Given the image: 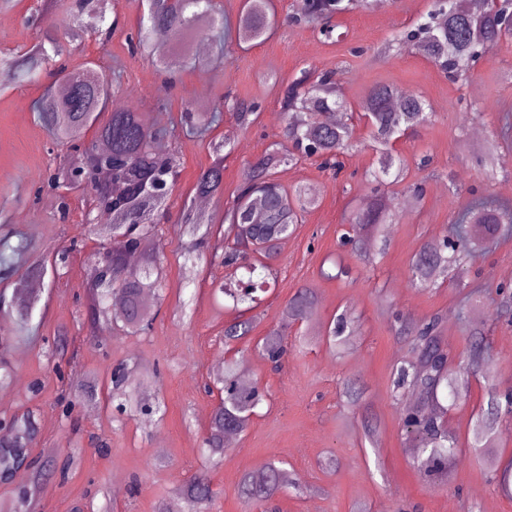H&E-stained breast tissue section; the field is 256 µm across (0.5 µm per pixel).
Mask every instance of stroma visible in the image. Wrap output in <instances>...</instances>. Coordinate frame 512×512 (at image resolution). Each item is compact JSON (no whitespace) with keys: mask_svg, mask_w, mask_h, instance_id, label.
Instances as JSON below:
<instances>
[{"mask_svg":"<svg viewBox=\"0 0 512 512\" xmlns=\"http://www.w3.org/2000/svg\"><path fill=\"white\" fill-rule=\"evenodd\" d=\"M295 2L270 0L278 23L267 38L241 46L229 43L221 55L209 50L204 68L180 62L171 84L133 51L141 0H112L106 18L115 27L104 43L92 37L69 43V16L61 10L49 16L63 45L62 61L72 68L95 62L112 82L113 100H131L135 111L154 112L162 106L166 117L175 119L183 104L202 99L212 109L227 95L260 105L248 129L238 128L227 111L206 136L167 141V148L177 151L180 174L166 202L162 290L148 304L156 318L143 335L108 333L100 322L86 327V285L96 238L89 233L80 198H72L64 222L57 192L43 186L61 154L35 118L43 88L24 82L0 91V212L35 246L76 247L62 274L39 283L42 300L33 316L32 336L4 352L12 379L0 386V426L28 408L38 436L31 452L34 470L0 482V505L15 504L16 512H72L77 504L89 505L91 512L103 507L108 512H157L162 506L187 512L177 491L203 465V440L218 403L217 393L207 392L206 386L219 374V361L230 356L224 325L236 313L212 297L211 282L224 275V268L184 262L180 252L186 240L177 219L198 175L214 159L211 142L227 138L232 152L224 162V191L210 197L207 207L216 230H223L224 206L243 185L251 164L271 144L285 140L283 88L300 69L311 66L337 71L348 107L359 108L369 90L387 84L423 96L432 118L394 145L408 174L385 189L396 220L388 229L384 258L373 268L349 259L351 272L341 279H326L323 272L340 251L347 216L370 194L363 180L374 162L369 128L355 122L339 176L322 172L312 160L277 169L275 177L284 187L305 186L317 205L281 243L272 264L276 286L255 309V327L242 343L250 352L245 368L267 400L222 463L209 470L218 492L213 512H264L243 503L238 482L243 473L262 468L275 456L287 462L297 479L296 490L275 498L276 512H512V497L487 479L490 463L512 459V423L500 426L491 459L461 456L447 477L431 485L417 471L400 425L414 392L391 397L392 367L410 351L394 335L400 316L413 328L439 317L452 352H461L467 343L466 321L480 327L492 347L493 361L472 379L469 399L448 409L450 432L467 436L488 385L512 389V324L491 317L496 286L512 287V227L486 245L464 280L450 274L426 290L409 282L415 252L450 230L463 203L483 196L512 204V144L499 148L494 177H486L481 162L484 146L499 133L503 110L512 109V37L482 58L468 81L455 83L420 54L404 52L384 61L373 56L378 47L423 21L429 0H372L338 16L329 39L286 22ZM42 3L14 0L0 11L5 20L0 51L38 41L40 32L28 18ZM424 156L430 164L418 168ZM414 182L424 186L417 204L409 200L408 186ZM303 287L315 291L317 306L292 331L307 342L289 347L281 370L273 371L253 348ZM184 301L193 309L188 321L174 314ZM342 313L350 315L354 333L348 350L339 354L325 344L323 333ZM122 361L148 367L146 391L164 403L162 422L151 427L139 415L116 421L100 397L76 399L63 409L67 378L81 375L101 385ZM350 381L362 390L357 408L344 395ZM369 420L376 425L370 442L364 439ZM99 440L107 443V454L95 452Z\"/></svg>","mask_w":512,"mask_h":512,"instance_id":"35a3bbf8","label":"stroma"}]
</instances>
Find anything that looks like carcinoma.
<instances>
[{"label": "carcinoma", "mask_w": 512, "mask_h": 512, "mask_svg": "<svg viewBox=\"0 0 512 512\" xmlns=\"http://www.w3.org/2000/svg\"><path fill=\"white\" fill-rule=\"evenodd\" d=\"M105 0H55L43 7L47 13L62 6L73 19L69 29L71 41L81 42L87 36L102 41L109 39L112 28L104 27ZM146 19L140 22L139 47L146 58L159 69L172 66V59L153 43V32L167 30L180 44L182 55L191 58V47L186 37L224 31L228 22L217 16L215 0H144ZM512 8V0H501L498 9L484 8L473 12L464 6V0H432L426 20L403 38L397 39L398 50L419 53L429 59L452 82L465 80L477 62L475 50L488 53L499 41L512 33L502 20L504 10ZM348 9L345 0H300L299 7L289 15L296 24H308L323 36L335 28L333 20ZM267 0H244L237 16L235 36L241 42H253L264 37L274 26ZM56 51L51 34L20 55L0 57V73L7 82L30 81L45 70L50 53ZM56 82L69 85L79 82L87 93L79 100L70 95L58 97L48 88L37 105V116L48 130L52 140L68 145V154L55 173L48 178V186L63 188L58 195V212L64 220L70 212L68 192L82 190L89 196V207L112 217V223L95 231L100 237L92 254L94 275L87 289L91 322L103 318L126 334L144 333L151 328L153 317L142 297L160 288L155 266L161 241L160 208L164 200L152 193V186L164 181L171 187L179 176L174 152L161 153L156 142L162 138L177 140V130L187 135H205L221 121L222 112L229 110L237 125L243 129L254 122L258 106L235 100L220 102L212 112H194L185 108L179 122H162L148 112L109 109L112 83L105 80L92 66L70 69L60 65L51 72ZM393 89L388 85L374 87L361 105L363 116L373 129L375 167L369 172L371 197L358 211L350 214V229L345 237L351 246V255L365 265L373 264L375 256L387 250L386 224L390 214L380 187L391 180L404 179L407 166L393 153L392 143L400 135L414 131L428 121V104L419 94L405 98L401 107L390 106ZM282 109L288 117L285 137L290 146L274 144L250 168L244 185L234 200L224 209L227 224L226 241L220 264L241 271L240 278L230 282H214V294H222L224 306L234 310L254 307L260 301L258 293L269 286L268 267L247 261V250L253 249L265 256L276 253L279 241L288 238L302 223L306 210L316 199L300 188L285 189L274 177V171L291 164L299 156L301 145L315 144L319 149L320 168L338 176L345 167L344 156L349 148L351 123L345 119L347 108L337 92V75L333 71L303 69L288 83L282 98ZM106 141L107 151L116 160L112 181L100 178L95 158L102 153L99 142ZM230 141L212 143L216 154L214 163L202 171L196 181L195 193L213 196L221 191L224 173V149ZM177 223L188 237L183 251L186 262L204 261V251L213 236L212 220L194 205L183 207ZM452 233L423 244L409 264L411 285L431 287L435 279L454 267L459 274L467 272L475 261L482 243L496 237L503 225L512 224V205L498 203L484 197L474 198L462 207L455 218ZM461 224H478L481 229L469 234L460 230ZM16 244H11L12 238ZM372 242L373 255L362 252V240ZM131 255L140 256L138 267L127 264ZM70 250L57 248L41 250L31 246L23 237L0 225V280L13 288L8 310L9 324L22 333L30 328L31 317L39 296L27 287L30 279H41L51 272L60 274L69 263ZM493 300L495 319L512 317V295L495 291ZM316 305L315 293L310 288L297 291L284 305L278 325L269 330L262 344L256 346L257 355L278 368L287 355L284 343L286 331L296 322L311 314ZM254 329L250 319L236 318L224 326V344L233 346L245 339ZM400 336L412 334L413 356L396 363L393 368V396L412 388L419 394L421 404L410 409L402 418L401 429L417 449L416 468L430 480L447 475L448 464L457 456L461 443L448 432L445 425L447 410L441 406L440 393L447 391L456 403L467 398L470 377L485 370L493 355L482 334L474 332L466 349L457 360L448 358L440 336V320L430 318L416 328L400 323ZM352 333L346 316L339 315L329 323L326 342L342 349ZM245 357L224 362V373L219 377L217 392L220 402L215 408L209 431L204 438L210 464L224 459V435L245 432L262 403V394L255 386L239 383ZM118 374L112 376L108 398L114 410L164 414V405L158 399L138 397L135 370L127 363L116 365ZM486 406L481 408L471 429L467 446L479 457L489 453L495 434L505 422H512V389L502 390L491 384L485 392ZM11 432L0 438V472L9 476L17 469L36 440L34 415L27 411L16 414L10 422ZM494 480L500 489L512 492V461L504 468L494 470ZM296 484L283 462L272 458L256 472L243 474L239 482L240 494L249 502L268 501L276 494L294 489ZM188 505V512H209L215 501L207 471L198 472L180 490Z\"/></svg>", "instance_id": "obj_1"}]
</instances>
